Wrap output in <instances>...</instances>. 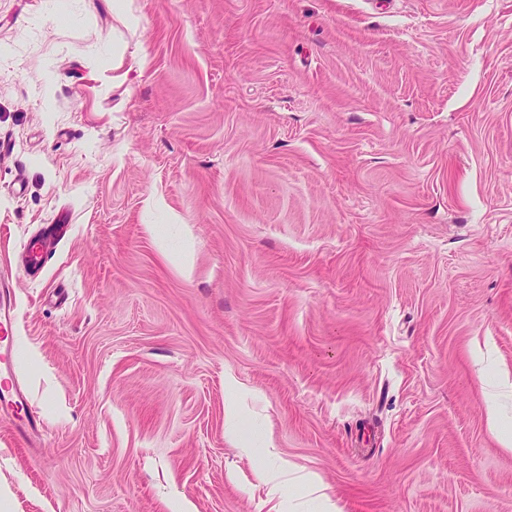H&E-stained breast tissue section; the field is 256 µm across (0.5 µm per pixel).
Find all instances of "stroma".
<instances>
[{
  "instance_id": "stroma-1",
  "label": "stroma",
  "mask_w": 512,
  "mask_h": 512,
  "mask_svg": "<svg viewBox=\"0 0 512 512\" xmlns=\"http://www.w3.org/2000/svg\"><path fill=\"white\" fill-rule=\"evenodd\" d=\"M128 5L0 0L8 512H512V0ZM292 480L303 485L309 494L315 495L311 500L313 511L307 512H335L336 505L333 502L330 495L325 493L321 484V480L318 476L307 473V474H298L296 477L292 478Z\"/></svg>"
}]
</instances>
